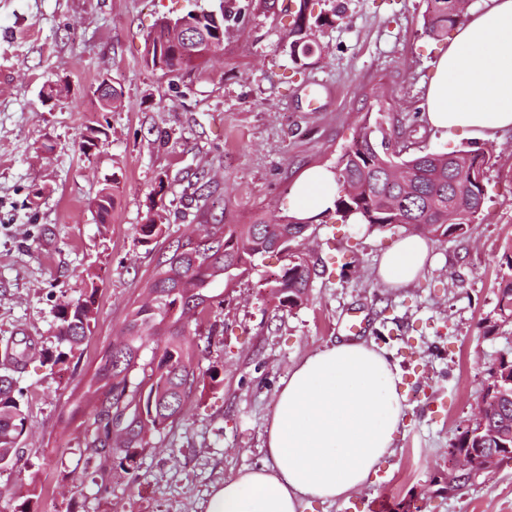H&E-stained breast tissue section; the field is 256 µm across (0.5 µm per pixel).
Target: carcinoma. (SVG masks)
<instances>
[{"label": "carcinoma", "instance_id": "1", "mask_svg": "<svg viewBox=\"0 0 512 512\" xmlns=\"http://www.w3.org/2000/svg\"><path fill=\"white\" fill-rule=\"evenodd\" d=\"M309 0H300L299 10L288 37V56L294 68L312 52L316 32L334 27L344 19L336 7L317 15L308 12ZM425 33L438 37L463 21L465 13L457 0H426ZM228 15L203 13L192 18L197 34V51L224 49L225 21ZM163 17L157 32L166 36L168 47L157 42L148 47L145 62L165 72L192 71L206 58L177 52L171 23ZM406 145L399 141L391 125L390 113L379 111L373 124L362 128L340 154L334 167L339 186L335 212L342 222L366 224L373 229L403 228L410 233L431 236L439 241L465 235L481 215L487 199L486 179L472 181L475 168L487 172L491 155L478 149L452 152L419 150L401 156ZM403 165L407 178L397 183L393 168ZM119 178L107 180L96 198L97 211L106 218L112 209V189ZM309 225L293 216H280L254 224H223L220 220L205 225L204 237L220 243L200 253L192 239L176 242L171 253L158 261L146 291L149 298L126 317L122 333L126 339L121 351L108 348L101 353L85 393L95 398L88 424L82 432L86 458L82 475L89 470L107 472L116 456L134 469L137 449L149 444L147 437L178 422L187 401L197 388L201 375L202 336L182 320L183 308H196L195 320L202 319L220 297L217 290H228L251 275L256 261L279 252V240L288 246V259L275 280L283 303L295 308L307 300L312 277L323 275L310 267L306 254L295 243L305 236ZM498 309L512 318V277L500 290ZM95 310L94 295L65 303L59 311L57 338L66 354L79 350L90 333ZM31 348L16 345L4 350L0 364V470L12 469L20 462L17 443L24 431L25 416L12 370L29 356ZM485 421L465 429L456 438L455 448L512 447V358H501L497 377L483 389Z\"/></svg>", "mask_w": 512, "mask_h": 512}]
</instances>
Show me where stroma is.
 <instances>
[{"instance_id": "1", "label": "stroma", "mask_w": 512, "mask_h": 512, "mask_svg": "<svg viewBox=\"0 0 512 512\" xmlns=\"http://www.w3.org/2000/svg\"><path fill=\"white\" fill-rule=\"evenodd\" d=\"M246 2L220 58L166 74L144 58L161 17ZM343 23L318 32L306 65L285 52L298 0H0V349L31 341L36 353L14 373L23 391V457L0 471V512L35 486V512H206L212 487L267 459L266 428L277 393L308 354L345 340L375 342L402 369L405 425L370 483L303 512H512V461L475 473L449 494L448 450L473 417L489 372L512 357V319L497 300L512 255V134L490 143L488 201L467 235L433 244L436 265L391 287L376 275L404 229L371 230L315 218L301 250L323 260L303 305L288 308L272 284L281 262L260 260L214 305L202 325L210 346L183 418L138 450L135 475L112 464L110 491L72 473L82 433L60 416L84 390L99 355L141 300L158 259L199 224L291 213L290 189L308 168L334 167L379 106L389 107L414 149L450 151L424 118L433 63L447 37L423 29L426 0H338ZM122 87L109 112L91 93L101 75ZM66 90L44 100L50 86ZM107 138L90 155L92 130ZM118 175L100 220L93 200ZM161 213V236L138 233ZM353 259L341 270L334 257ZM94 293L97 314L81 352L59 358L61 304Z\"/></svg>"}]
</instances>
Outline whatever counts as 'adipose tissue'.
Wrapping results in <instances>:
<instances>
[{
  "label": "adipose tissue",
  "instance_id": "adipose-tissue-1",
  "mask_svg": "<svg viewBox=\"0 0 512 512\" xmlns=\"http://www.w3.org/2000/svg\"><path fill=\"white\" fill-rule=\"evenodd\" d=\"M431 127L448 137L495 141L512 131V0H480L434 64L425 97ZM296 215L332 208L331 171L312 168L294 186ZM430 241L410 234L381 258L378 278L414 282L430 266ZM397 365L377 345L341 341L307 355L277 395L267 461L214 488L206 512H302L305 502L348 499L391 455L405 398Z\"/></svg>",
  "mask_w": 512,
  "mask_h": 512
}]
</instances>
